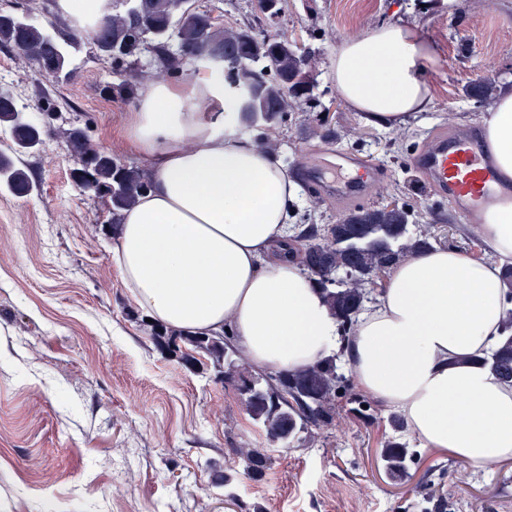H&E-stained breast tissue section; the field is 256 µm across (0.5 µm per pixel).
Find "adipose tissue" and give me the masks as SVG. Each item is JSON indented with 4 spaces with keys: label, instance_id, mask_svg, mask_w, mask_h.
I'll return each instance as SVG.
<instances>
[{
    "label": "adipose tissue",
    "instance_id": "1",
    "mask_svg": "<svg viewBox=\"0 0 512 512\" xmlns=\"http://www.w3.org/2000/svg\"><path fill=\"white\" fill-rule=\"evenodd\" d=\"M434 50L415 26L383 24L344 38L336 91L366 123L389 128L427 111ZM224 65L151 83L120 131L152 186L126 211L112 258L133 302L193 335L229 334L248 363L296 371L347 352L360 390L399 412L426 448L486 465L512 459V387L478 358L505 317L512 197L479 216L486 259L448 247L414 253L385 276L347 338L292 251L298 195L278 154L258 147L227 107ZM485 148L512 179V89L488 108Z\"/></svg>",
    "mask_w": 512,
    "mask_h": 512
}]
</instances>
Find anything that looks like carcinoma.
<instances>
[{
  "label": "carcinoma",
  "instance_id": "1",
  "mask_svg": "<svg viewBox=\"0 0 512 512\" xmlns=\"http://www.w3.org/2000/svg\"><path fill=\"white\" fill-rule=\"evenodd\" d=\"M141 15L114 10L90 27L91 38L103 57L121 65L138 54L139 43L151 46L157 61L154 76L176 75L187 66L211 58L236 55L262 63V67L224 73L252 93L251 110L244 98L235 99L234 111L248 129L278 125L290 109L304 102L313 86L307 56L278 33L255 35L249 29L227 27L210 11L193 6L191 0H140ZM31 14L0 11V46L14 50L45 78L71 80L69 49L83 40L76 26H58L54 17L40 26L31 24ZM144 76L112 87V93L129 99ZM12 91L0 87V127L10 129L19 155H30L45 144V130L26 112ZM65 150L84 166L72 173L74 183L86 194L108 199L111 226L121 223L122 212L149 187V179L138 166L120 160L92 143L85 127L71 124L61 130ZM16 197H27L34 182L27 169L0 154V188ZM408 205L356 207L343 213L334 224H294L293 241L303 266L323 291L331 314L343 332H350L359 313L372 302L373 277L390 269L414 250L437 243L428 224H412ZM145 332L162 349L179 357L196 371L213 369L226 379L242 380V403L259 422L269 443L280 448L315 439L332 426L340 391L347 382L339 373L336 358L301 371L252 374L234 345L225 337L194 336L162 325L143 323ZM485 364L512 386V309L503 321L500 336L485 358ZM234 467L250 479H262L271 469L267 449L248 442L234 449ZM388 475L403 477L414 454L399 442L382 449Z\"/></svg>",
  "mask_w": 512,
  "mask_h": 512
}]
</instances>
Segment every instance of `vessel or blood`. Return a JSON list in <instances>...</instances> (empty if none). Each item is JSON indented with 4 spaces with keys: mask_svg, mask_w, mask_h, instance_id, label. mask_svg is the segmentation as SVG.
<instances>
[{
    "mask_svg": "<svg viewBox=\"0 0 512 512\" xmlns=\"http://www.w3.org/2000/svg\"><path fill=\"white\" fill-rule=\"evenodd\" d=\"M410 165L436 193L450 197L465 214L505 190L492 159L474 135H440L427 150L414 155ZM336 169V177L325 180L324 185L344 201L366 199L372 184L383 176L379 165L359 158H341Z\"/></svg>",
    "mask_w": 512,
    "mask_h": 512,
    "instance_id": "vessel-or-blood-1",
    "label": "vessel or blood"
}]
</instances>
